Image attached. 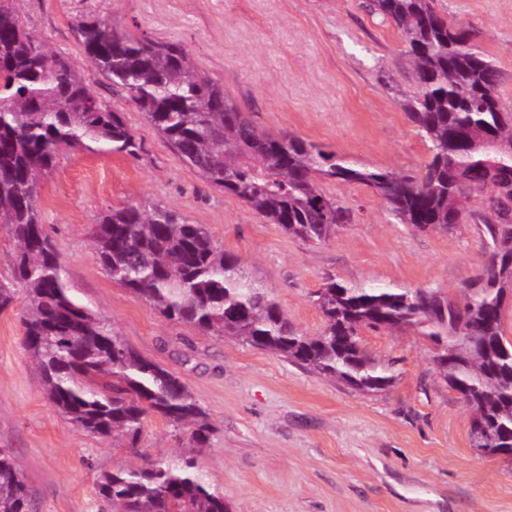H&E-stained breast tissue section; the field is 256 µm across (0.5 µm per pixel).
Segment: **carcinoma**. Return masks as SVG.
<instances>
[{"instance_id": "obj_1", "label": "carcinoma", "mask_w": 512, "mask_h": 512, "mask_svg": "<svg viewBox=\"0 0 512 512\" xmlns=\"http://www.w3.org/2000/svg\"><path fill=\"white\" fill-rule=\"evenodd\" d=\"M366 7L396 26L413 62L414 87L400 105L430 152L417 175L358 166L301 137L258 128L180 43L91 18L76 19L74 32L90 66L183 161L291 237L321 244L352 223L351 210L324 193L325 181L369 188L397 223L419 232L479 225L485 260L458 295L330 278L316 292L323 330L308 336L205 225L162 205L107 212L92 231L94 246L112 280L163 317L234 337L364 394L389 390L394 376L365 353L359 331L418 330L454 361L440 375L471 411L472 446L512 455V337L503 306L512 290L505 267L512 261V108L499 95L502 75L476 33L438 13L432 0H366ZM138 148L122 113L92 92L73 61L30 32L15 0H0V225L17 248L11 276L0 279V311L20 304L24 347L46 398L76 427L133 446L145 420L158 415L202 448L210 433L205 409L179 377L73 298L42 228L40 181L63 152ZM459 324L465 337L448 340ZM98 486L112 512H228L190 453L105 473ZM29 508L23 473L0 452V512Z\"/></svg>"}]
</instances>
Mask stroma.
Instances as JSON below:
<instances>
[{
	"label": "stroma",
	"mask_w": 512,
	"mask_h": 512,
	"mask_svg": "<svg viewBox=\"0 0 512 512\" xmlns=\"http://www.w3.org/2000/svg\"><path fill=\"white\" fill-rule=\"evenodd\" d=\"M473 29L504 75L512 105V0H433ZM27 27L69 57L96 96L122 113L135 155L64 153L42 183L44 230L73 297L140 355L179 376L209 415L197 466L229 512H512V459L472 448L470 412L436 373L416 330H363L367 354L396 381L368 395L285 358L165 319L102 269L90 239L99 217L158 202L206 225L303 333L323 328L314 294L350 285L452 290L478 272L476 225L420 233L394 223L359 184L324 192L355 221L309 245L268 223L183 162L128 99L86 61L72 24L99 18L185 46L194 64L260 129L292 133L359 165L419 172L427 152L399 105L413 68L397 28L360 0H19ZM18 308L0 312V450L23 471L31 512H112L102 473L176 455L184 431L148 419L135 449L91 436L56 413L22 344Z\"/></svg>",
	"instance_id": "obj_1"
}]
</instances>
